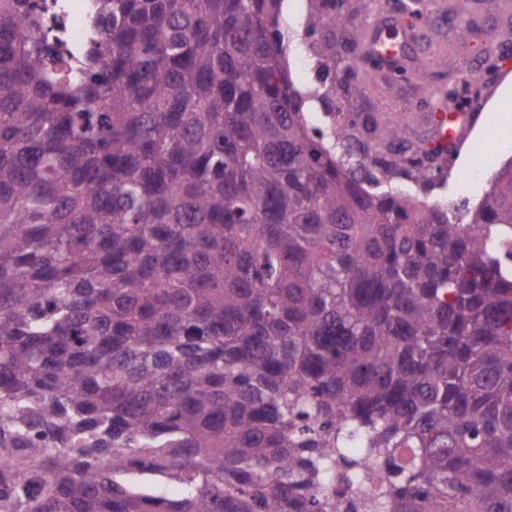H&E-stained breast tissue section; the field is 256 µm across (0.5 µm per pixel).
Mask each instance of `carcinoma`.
Wrapping results in <instances>:
<instances>
[{
  "mask_svg": "<svg viewBox=\"0 0 512 512\" xmlns=\"http://www.w3.org/2000/svg\"><path fill=\"white\" fill-rule=\"evenodd\" d=\"M280 15L94 0L64 61L0 0V512H512V161L465 224L369 192Z\"/></svg>",
  "mask_w": 512,
  "mask_h": 512,
  "instance_id": "cac0c4a2",
  "label": "carcinoma"
}]
</instances>
